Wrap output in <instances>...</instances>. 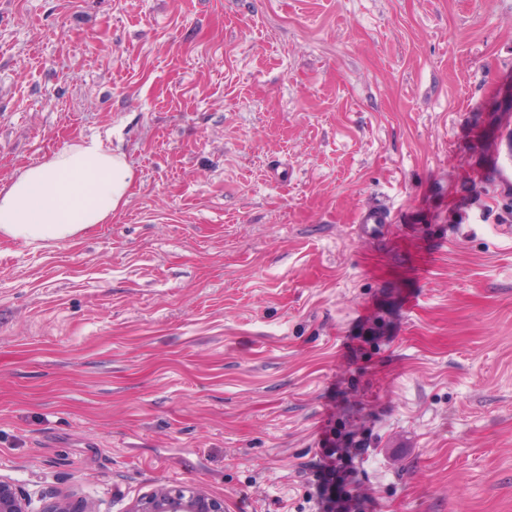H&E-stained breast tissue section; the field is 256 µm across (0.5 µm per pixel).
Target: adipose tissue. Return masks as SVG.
Segmentation results:
<instances>
[{"instance_id":"obj_1","label":"adipose tissue","mask_w":512,"mask_h":512,"mask_svg":"<svg viewBox=\"0 0 512 512\" xmlns=\"http://www.w3.org/2000/svg\"><path fill=\"white\" fill-rule=\"evenodd\" d=\"M135 171L110 137L82 138L0 183V240L33 247L107 224L128 202Z\"/></svg>"}]
</instances>
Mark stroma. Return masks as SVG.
I'll return each mask as SVG.
<instances>
[{
    "mask_svg": "<svg viewBox=\"0 0 512 512\" xmlns=\"http://www.w3.org/2000/svg\"><path fill=\"white\" fill-rule=\"evenodd\" d=\"M511 89L512 0H0V182L105 132L136 173L0 241V479L328 512L353 408L358 512H512Z\"/></svg>",
    "mask_w": 512,
    "mask_h": 512,
    "instance_id": "1",
    "label": "stroma"
}]
</instances>
